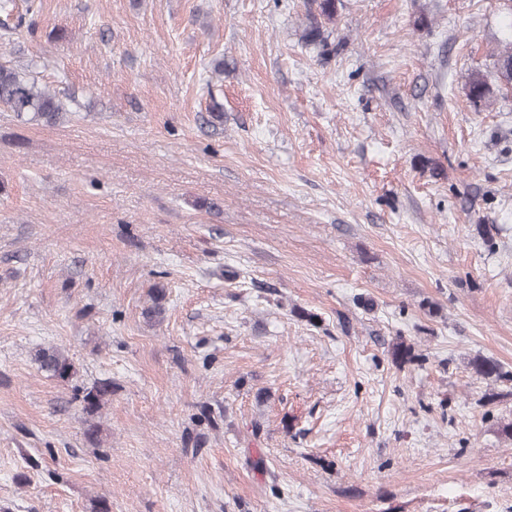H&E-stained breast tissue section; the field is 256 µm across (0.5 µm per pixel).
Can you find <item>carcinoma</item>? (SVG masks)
Masks as SVG:
<instances>
[{
	"label": "carcinoma",
	"instance_id": "obj_1",
	"mask_svg": "<svg viewBox=\"0 0 512 512\" xmlns=\"http://www.w3.org/2000/svg\"><path fill=\"white\" fill-rule=\"evenodd\" d=\"M497 78L502 84L512 85V39L506 49L497 55ZM489 86L483 76L473 77L469 85V94L473 101L480 102L489 94ZM0 109L13 113L18 118L56 124L61 115L68 112L67 103L41 84L35 77L14 67L0 65ZM164 287L153 286L152 305L145 311L146 316L156 317L163 313ZM35 359L40 369L49 376L67 381L76 374L73 360L66 350L57 346L41 347L36 350ZM475 373L484 378L496 380L512 379V373L502 371L497 363L482 357L472 359ZM111 393L110 384L102 382L83 391L80 398L83 409L93 414L104 404L105 397Z\"/></svg>",
	"mask_w": 512,
	"mask_h": 512
}]
</instances>
